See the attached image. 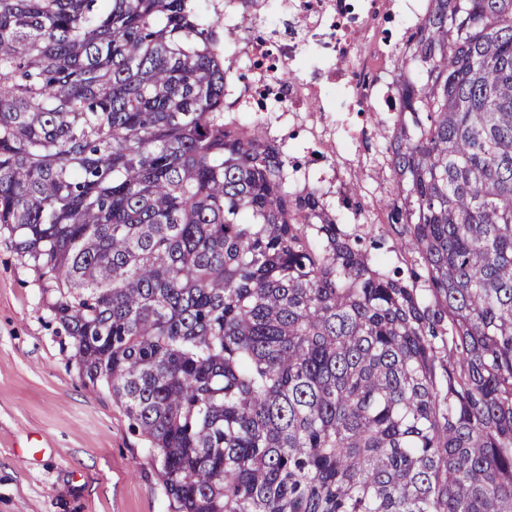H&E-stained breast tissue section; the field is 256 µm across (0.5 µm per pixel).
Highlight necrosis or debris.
<instances>
[{
  "label": "necrosis or debris",
  "mask_w": 512,
  "mask_h": 512,
  "mask_svg": "<svg viewBox=\"0 0 512 512\" xmlns=\"http://www.w3.org/2000/svg\"><path fill=\"white\" fill-rule=\"evenodd\" d=\"M394 0H224L219 19L242 28L224 48V90L241 93L248 111L266 128L301 126L307 151L322 162L339 156L336 125L329 121L337 100L366 111H393L392 50L372 35ZM277 19L265 33L248 32V20L269 8ZM323 120L311 122V113Z\"/></svg>",
  "instance_id": "4bbe7bcc"
}]
</instances>
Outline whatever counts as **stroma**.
I'll return each instance as SVG.
<instances>
[{
    "label": "stroma",
    "mask_w": 512,
    "mask_h": 512,
    "mask_svg": "<svg viewBox=\"0 0 512 512\" xmlns=\"http://www.w3.org/2000/svg\"><path fill=\"white\" fill-rule=\"evenodd\" d=\"M396 113L340 112L336 127L354 126L353 166L328 196L345 229L403 239L388 221L394 198L390 170L368 159L387 145ZM374 185L359 209L343 207L348 181ZM106 387L85 384L70 339L53 320L33 270L23 267L0 232V512H174L158 477L160 462Z\"/></svg>",
    "instance_id": "stroma-1"
}]
</instances>
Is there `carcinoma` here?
Masks as SVG:
<instances>
[{
    "label": "carcinoma",
    "instance_id": "carcinoma-1",
    "mask_svg": "<svg viewBox=\"0 0 512 512\" xmlns=\"http://www.w3.org/2000/svg\"><path fill=\"white\" fill-rule=\"evenodd\" d=\"M223 36L199 0H0V231L82 375L177 512H512V0H432L392 58L422 276L224 112Z\"/></svg>",
    "mask_w": 512,
    "mask_h": 512
}]
</instances>
